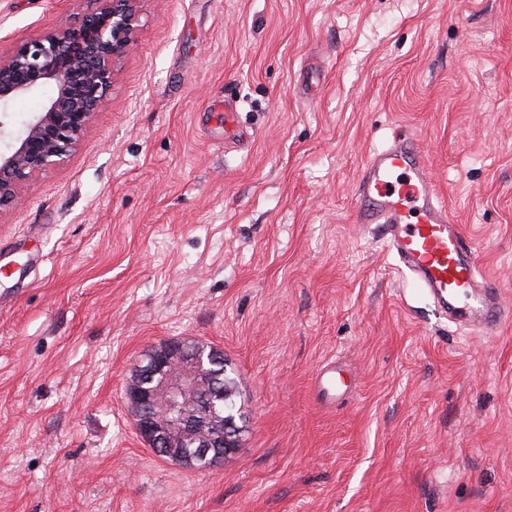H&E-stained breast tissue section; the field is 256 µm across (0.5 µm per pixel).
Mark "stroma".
<instances>
[{
	"instance_id": "stroma-1",
	"label": "stroma",
	"mask_w": 512,
	"mask_h": 512,
	"mask_svg": "<svg viewBox=\"0 0 512 512\" xmlns=\"http://www.w3.org/2000/svg\"><path fill=\"white\" fill-rule=\"evenodd\" d=\"M93 5L0 0V56ZM140 6L92 127L0 213V512H512V322L451 319L352 221L412 130L512 308V0ZM51 94L9 105L1 148ZM182 338L237 383L215 468L152 452L124 398Z\"/></svg>"
}]
</instances>
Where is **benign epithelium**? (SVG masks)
I'll use <instances>...</instances> for the list:
<instances>
[{"label": "benign epithelium", "instance_id": "benign-epithelium-1", "mask_svg": "<svg viewBox=\"0 0 512 512\" xmlns=\"http://www.w3.org/2000/svg\"><path fill=\"white\" fill-rule=\"evenodd\" d=\"M141 0H97L64 26L19 41L0 57V112L14 100L51 85L54 95L0 153V213L21 201L23 184L62 163L93 125L112 90L120 58L134 45ZM224 351L193 350L170 341L148 350L125 387L136 430L158 455L178 465L211 460L241 447L242 428L229 412L212 407L213 375L205 366Z\"/></svg>", "mask_w": 512, "mask_h": 512}]
</instances>
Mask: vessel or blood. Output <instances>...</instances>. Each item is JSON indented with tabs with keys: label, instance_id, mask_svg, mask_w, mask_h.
Instances as JSON below:
<instances>
[{
	"label": "vessel or blood",
	"instance_id": "b4317fda",
	"mask_svg": "<svg viewBox=\"0 0 512 512\" xmlns=\"http://www.w3.org/2000/svg\"><path fill=\"white\" fill-rule=\"evenodd\" d=\"M356 224L382 225L403 270L461 320L496 331L508 314L499 284L481 276L479 256L440 199L418 138L397 134L367 159L356 188Z\"/></svg>",
	"mask_w": 512,
	"mask_h": 512
}]
</instances>
